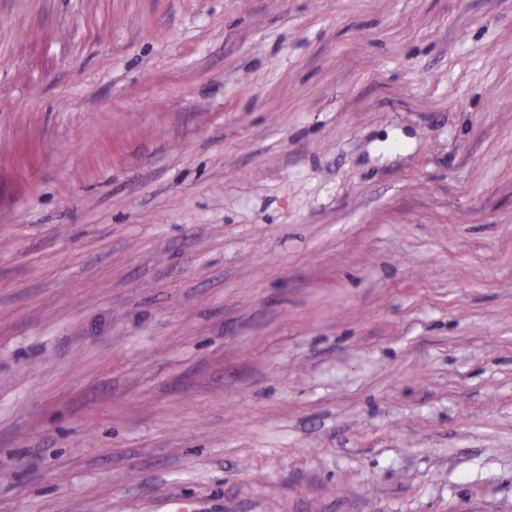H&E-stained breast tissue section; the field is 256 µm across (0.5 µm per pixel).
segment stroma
Instances as JSON below:
<instances>
[{"instance_id": "35a3bbf8", "label": "stroma", "mask_w": 512, "mask_h": 512, "mask_svg": "<svg viewBox=\"0 0 512 512\" xmlns=\"http://www.w3.org/2000/svg\"><path fill=\"white\" fill-rule=\"evenodd\" d=\"M0 512H512V0H0Z\"/></svg>"}]
</instances>
